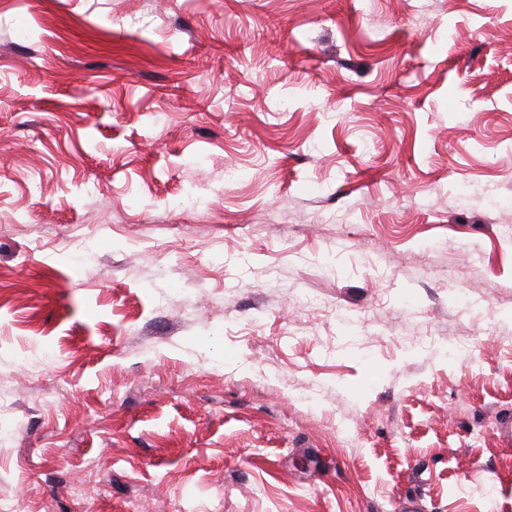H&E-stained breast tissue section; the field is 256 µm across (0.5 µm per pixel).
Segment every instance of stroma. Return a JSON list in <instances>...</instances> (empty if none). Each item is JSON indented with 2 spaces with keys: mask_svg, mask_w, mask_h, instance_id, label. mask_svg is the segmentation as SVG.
<instances>
[{
  "mask_svg": "<svg viewBox=\"0 0 512 512\" xmlns=\"http://www.w3.org/2000/svg\"><path fill=\"white\" fill-rule=\"evenodd\" d=\"M509 416L512 0H0L1 502L512 512Z\"/></svg>",
  "mask_w": 512,
  "mask_h": 512,
  "instance_id": "stroma-1",
  "label": "stroma"
}]
</instances>
